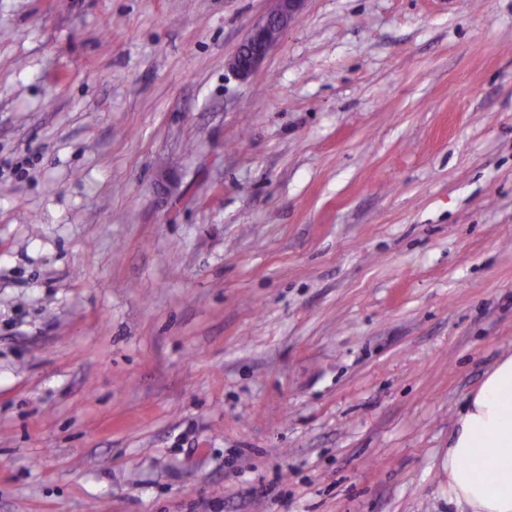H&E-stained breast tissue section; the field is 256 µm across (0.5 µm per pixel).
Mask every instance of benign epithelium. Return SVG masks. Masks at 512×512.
<instances>
[{"mask_svg": "<svg viewBox=\"0 0 512 512\" xmlns=\"http://www.w3.org/2000/svg\"><path fill=\"white\" fill-rule=\"evenodd\" d=\"M306 0H275V7L250 27L228 68L240 80L249 79L263 64L272 47L295 24Z\"/></svg>", "mask_w": 512, "mask_h": 512, "instance_id": "benign-epithelium-1", "label": "benign epithelium"}]
</instances>
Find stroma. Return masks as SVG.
<instances>
[{"instance_id":"35a3bbf8","label":"stroma","mask_w":512,"mask_h":512,"mask_svg":"<svg viewBox=\"0 0 512 512\" xmlns=\"http://www.w3.org/2000/svg\"><path fill=\"white\" fill-rule=\"evenodd\" d=\"M0 0V512H460L512 354V0ZM307 0H275V7L250 27L228 68L240 80L249 79L263 64L272 47L295 24ZM492 459L495 481L484 475ZM448 494L462 512H512V355L486 373L448 439Z\"/></svg>"}]
</instances>
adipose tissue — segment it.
Masks as SVG:
<instances>
[{
    "label": "adipose tissue",
    "instance_id": "adipose-tissue-1",
    "mask_svg": "<svg viewBox=\"0 0 512 512\" xmlns=\"http://www.w3.org/2000/svg\"><path fill=\"white\" fill-rule=\"evenodd\" d=\"M448 494L465 512H512V355L486 373L457 417Z\"/></svg>",
    "mask_w": 512,
    "mask_h": 512
}]
</instances>
